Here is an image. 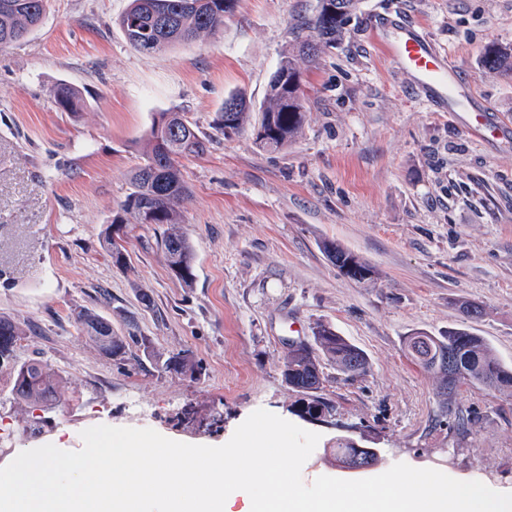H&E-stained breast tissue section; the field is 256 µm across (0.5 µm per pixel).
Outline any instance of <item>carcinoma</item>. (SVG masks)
I'll list each match as a JSON object with an SVG mask.
<instances>
[{
	"label": "carcinoma",
	"instance_id": "1",
	"mask_svg": "<svg viewBox=\"0 0 512 512\" xmlns=\"http://www.w3.org/2000/svg\"><path fill=\"white\" fill-rule=\"evenodd\" d=\"M235 4L236 0H131L119 25L134 49L153 53L215 32L224 25V16L234 10ZM357 4L358 0H317L313 17L292 27V47L269 81L259 122L253 127L260 147L279 151L296 140L306 112L304 71L299 61L312 66L323 48L343 41ZM43 18L44 0H0V50L39 27ZM484 65L491 71H512V49L490 46L484 55ZM53 97L65 112H79L83 108L80 92L67 83L57 84ZM228 100L234 103V108L221 110L213 123V129L224 136L243 130L249 115L244 96L234 94ZM160 116L161 120L155 119L151 125L144 163L131 174L132 191L112 215L103 241L112 263L124 265L126 249L115 236L126 228L129 218L141 224L144 214H152V223L164 228L161 249L168 268L190 288L195 281L194 251L181 227V202L187 198L189 188L179 160L205 155L210 137L201 134L177 112H162ZM322 248L348 278L358 282L372 278V268L356 254L334 242H325ZM73 319L86 340L118 365L126 361L133 343L142 348L144 356L161 373L191 378L202 374L203 366L188 352H156L149 338L131 332L121 336L112 329L110 320L93 310L76 311ZM25 338L27 334L18 323L0 315V355L14 353L18 342ZM408 347L416 365L440 377V394L444 398L462 383L498 390L512 388V369L499 361L484 338L473 335L463 324L448 328L443 336H412ZM443 355L453 361L455 371H443L435 366L436 357ZM324 360L352 376L362 375L368 369V360L361 349L340 336L331 325L316 324L311 339L288 348L280 366L283 382L302 395L298 404L301 417L312 414L319 405H328L327 399L320 395ZM12 374L14 399L46 408L62 403L56 372L44 360L16 363Z\"/></svg>",
	"mask_w": 512,
	"mask_h": 512
}]
</instances>
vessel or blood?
<instances>
[{
  "mask_svg": "<svg viewBox=\"0 0 512 512\" xmlns=\"http://www.w3.org/2000/svg\"><path fill=\"white\" fill-rule=\"evenodd\" d=\"M388 25L398 30L397 37L385 44L384 52L403 69L412 72L416 84L451 112H470L472 99L454 74L450 63L414 26L403 18H388Z\"/></svg>",
  "mask_w": 512,
  "mask_h": 512,
  "instance_id": "1",
  "label": "vessel or blood"
}]
</instances>
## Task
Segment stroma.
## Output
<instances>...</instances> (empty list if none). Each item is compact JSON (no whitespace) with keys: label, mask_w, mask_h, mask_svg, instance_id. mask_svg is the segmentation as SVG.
Listing matches in <instances>:
<instances>
[{"label":"stroma","mask_w":512,"mask_h":512,"mask_svg":"<svg viewBox=\"0 0 512 512\" xmlns=\"http://www.w3.org/2000/svg\"><path fill=\"white\" fill-rule=\"evenodd\" d=\"M128 4L47 0L42 25L0 50V314L27 333L17 361L48 360L66 399L49 411L14 400L0 367L8 447L31 445L40 415L48 441L62 432L80 450L93 411L115 427L215 445L262 408L319 433L311 459L326 476L349 479L336 441L366 435L376 469L443 459L492 489L512 487V390L464 384L442 399L407 350L414 333L464 322L458 304L470 301L483 308L471 332L512 366V72L482 60L490 43L512 47V0H359L347 39L307 72L297 140L277 152L249 129L214 134L213 119L236 93L259 112L292 25L316 0H237L214 34L151 54L118 25ZM392 14L448 57L487 105L491 133L471 132L469 113L436 111L382 56L380 40L395 33L374 25ZM60 82L82 93L83 111L57 108ZM160 112L185 113L214 137L205 156L181 162L190 288L170 273L153 225L128 224L124 266L103 246ZM326 240L368 262L374 279L340 273ZM78 309L121 335L135 322L158 352H191L201 376L157 372L135 346L113 363L80 334ZM318 323L369 362L356 377L326 364L327 425L295 415L299 395L279 369L288 341Z\"/></svg>","instance_id":"obj_1"}]
</instances>
